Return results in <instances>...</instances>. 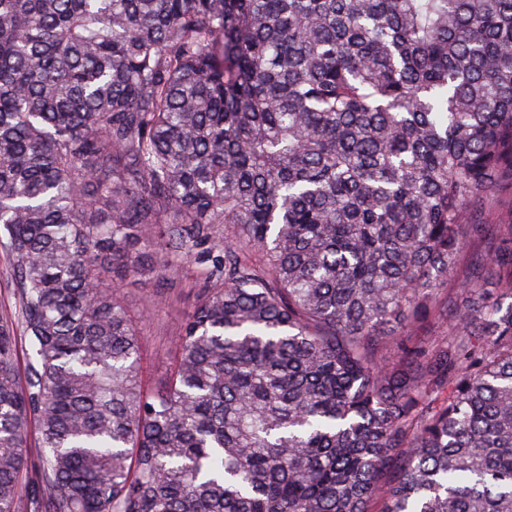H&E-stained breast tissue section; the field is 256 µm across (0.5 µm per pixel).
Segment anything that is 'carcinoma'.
Here are the masks:
<instances>
[{
    "instance_id": "obj_1",
    "label": "carcinoma",
    "mask_w": 512,
    "mask_h": 512,
    "mask_svg": "<svg viewBox=\"0 0 512 512\" xmlns=\"http://www.w3.org/2000/svg\"><path fill=\"white\" fill-rule=\"evenodd\" d=\"M504 176L512 0H0V512H512ZM510 210H512V191H503L492 207L483 213V221L486 224H496L507 219ZM11 267L5 247H0V316L10 313L14 305L6 283L10 280ZM142 277L128 282L124 302L138 320L143 352V384L153 390L166 386L169 378L174 339L182 315L191 309L201 283L199 269L183 263L163 276ZM163 292L165 299L158 298Z\"/></svg>"
}]
</instances>
